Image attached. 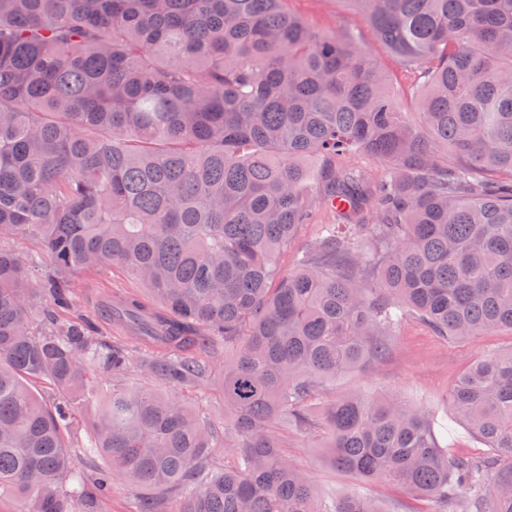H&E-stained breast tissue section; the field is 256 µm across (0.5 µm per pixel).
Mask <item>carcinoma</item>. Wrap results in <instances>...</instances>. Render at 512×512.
<instances>
[{
    "label": "carcinoma",
    "instance_id": "1",
    "mask_svg": "<svg viewBox=\"0 0 512 512\" xmlns=\"http://www.w3.org/2000/svg\"><path fill=\"white\" fill-rule=\"evenodd\" d=\"M286 2L0 0V495L26 512H101L115 483L146 491L137 512H381L319 496L283 426L362 484L512 512V352L448 392L485 456L388 394L311 409L408 317L447 339L512 332V0H347L397 87L359 31ZM319 209L336 223L283 269ZM11 237L43 249L41 288ZM107 266L148 292L103 299L131 343L58 314L72 273ZM218 345L222 459L183 394ZM135 355L165 388L126 383ZM88 405L93 436H65ZM97 456L108 469L86 470Z\"/></svg>",
    "mask_w": 512,
    "mask_h": 512
}]
</instances>
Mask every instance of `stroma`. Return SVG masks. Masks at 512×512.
Here are the masks:
<instances>
[{"label": "stroma", "instance_id": "stroma-1", "mask_svg": "<svg viewBox=\"0 0 512 512\" xmlns=\"http://www.w3.org/2000/svg\"><path fill=\"white\" fill-rule=\"evenodd\" d=\"M291 12L304 18L312 27L326 33L345 29L363 31L364 40L376 61L385 68L394 62L372 35L366 34L361 16L348 0H288ZM142 286L133 277L104 268L92 274L76 273L70 277L75 316L84 319L93 335L107 336L109 326L99 320L97 299L108 293L132 294ZM512 351V332L495 331L463 340L448 341L435 336L416 319H406L399 327L390 354L378 366H362L337 379L336 392H386L399 399L425 407L448 428V445L456 451L486 454L485 445L475 439L453 415L447 413L444 399L460 373L472 362L491 354ZM282 451L304 469L321 493H348L358 486L356 479L336 472L323 449L310 447L299 433L279 432ZM366 492L378 501L385 512H436L434 501L411 496L386 483L367 486Z\"/></svg>", "mask_w": 512, "mask_h": 512}]
</instances>
